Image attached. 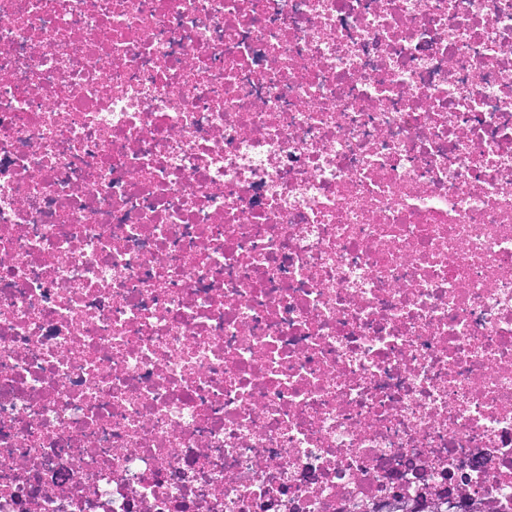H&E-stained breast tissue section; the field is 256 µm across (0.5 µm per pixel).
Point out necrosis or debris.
<instances>
[{"instance_id":"1","label":"necrosis or debris","mask_w":512,"mask_h":512,"mask_svg":"<svg viewBox=\"0 0 512 512\" xmlns=\"http://www.w3.org/2000/svg\"><path fill=\"white\" fill-rule=\"evenodd\" d=\"M512 512V0H0V512ZM436 500V501H435ZM448 497L438 496L435 499L409 504L401 498H393L378 506L377 510L371 512H483L480 508H473L472 498H460L458 501H451ZM434 505V509H431ZM460 509V510H457Z\"/></svg>"}]
</instances>
